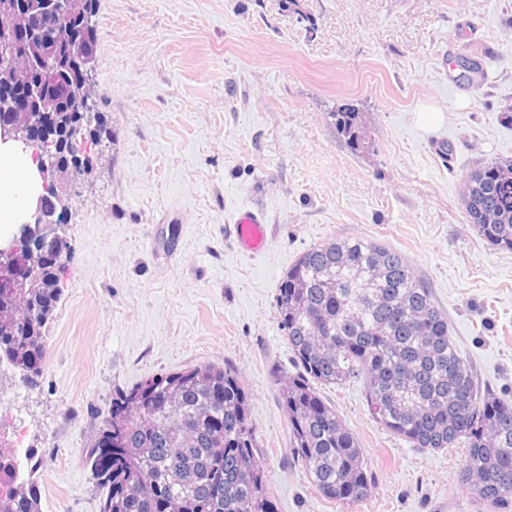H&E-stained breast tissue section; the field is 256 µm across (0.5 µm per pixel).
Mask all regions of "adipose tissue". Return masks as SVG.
I'll return each mask as SVG.
<instances>
[{
  "label": "adipose tissue",
  "mask_w": 512,
  "mask_h": 512,
  "mask_svg": "<svg viewBox=\"0 0 512 512\" xmlns=\"http://www.w3.org/2000/svg\"><path fill=\"white\" fill-rule=\"evenodd\" d=\"M37 161L32 152L0 144V228L20 223L35 193Z\"/></svg>",
  "instance_id": "obj_1"
}]
</instances>
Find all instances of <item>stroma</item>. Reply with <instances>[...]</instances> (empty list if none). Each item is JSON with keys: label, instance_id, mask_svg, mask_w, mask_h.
Masks as SVG:
<instances>
[{"label": "stroma", "instance_id": "stroma-1", "mask_svg": "<svg viewBox=\"0 0 512 512\" xmlns=\"http://www.w3.org/2000/svg\"><path fill=\"white\" fill-rule=\"evenodd\" d=\"M94 20L104 133L67 200L46 359L31 385L0 366V391L46 438L43 512H99L85 456L113 399L200 364L239 374L277 512H512L476 505L465 448H416L378 424L360 380L318 391L374 489L350 506L322 497L288 461L278 388L301 367L276 308L311 247L384 243L482 386L512 398V251L463 204L469 172L512 160V0H98ZM341 108L360 114L359 150L329 118ZM244 206L268 218L255 257L225 231Z\"/></svg>", "mask_w": 512, "mask_h": 512}]
</instances>
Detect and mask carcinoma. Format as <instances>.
<instances>
[{
    "mask_svg": "<svg viewBox=\"0 0 512 512\" xmlns=\"http://www.w3.org/2000/svg\"><path fill=\"white\" fill-rule=\"evenodd\" d=\"M7 2L0 24L24 34L36 0ZM96 0L45 20L41 36L0 73V87L36 76L51 63L59 73L39 101L10 113L19 127L45 129L53 115L65 139L60 164L73 154L82 115L75 101L88 97L86 78L72 55H95L98 37L85 24ZM71 32L58 44L54 28ZM336 131L354 150L361 145L358 114L330 113ZM469 222L488 243L512 250V161L469 174L464 189ZM20 264L40 272L26 291L0 288V364L29 381L41 371L45 336L60 295L55 265L42 248L28 246ZM279 324L302 372L280 380L279 402L288 418L290 456L324 498L344 505L367 500L372 477L354 434L316 385L361 378L373 417L415 448H467L461 483L479 504L512 497V399L479 389L471 365L449 333L448 316L401 254L376 241L327 242L304 252L288 269L276 300ZM248 397L231 368L196 365L155 376L122 395L88 449L99 512H273ZM20 482L0 462V512H42L30 456Z\"/></svg>",
    "mask_w": 512,
    "mask_h": 512,
    "instance_id": "cac0c4a2",
    "label": "carcinoma"
}]
</instances>
